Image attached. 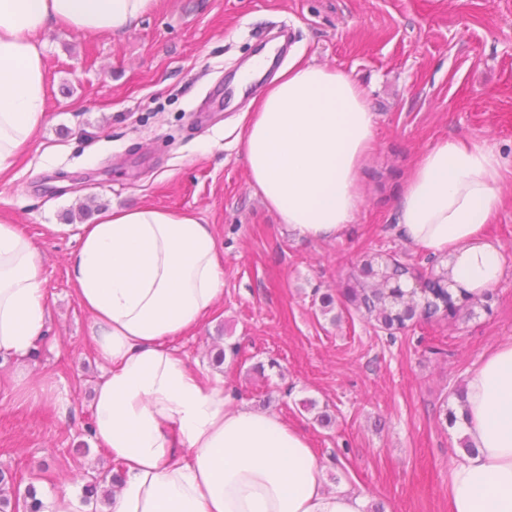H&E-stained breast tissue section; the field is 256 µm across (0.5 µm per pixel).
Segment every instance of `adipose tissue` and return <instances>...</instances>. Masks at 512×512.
I'll use <instances>...</instances> for the list:
<instances>
[{
  "label": "adipose tissue",
  "instance_id": "obj_1",
  "mask_svg": "<svg viewBox=\"0 0 512 512\" xmlns=\"http://www.w3.org/2000/svg\"><path fill=\"white\" fill-rule=\"evenodd\" d=\"M157 0H0V175L46 120L38 35L126 30ZM367 91L298 58L251 102L237 127L250 182L302 238L331 241L362 205L375 148ZM505 165L487 141L444 138L418 157L396 205L398 232L472 292L493 286L503 255L484 228L504 203ZM69 276L91 318L104 371L92 439L121 465L108 512H362L349 487L327 488L306 436L278 415L234 405L222 378L194 375L175 340L224 291L211 225L142 205L78 227ZM33 240L0 224V356L25 357L48 321ZM458 424L470 448L450 470L448 512H512V341L464 382Z\"/></svg>",
  "mask_w": 512,
  "mask_h": 512
}]
</instances>
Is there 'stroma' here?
Listing matches in <instances>:
<instances>
[{
    "instance_id": "1",
    "label": "stroma",
    "mask_w": 512,
    "mask_h": 512,
    "mask_svg": "<svg viewBox=\"0 0 512 512\" xmlns=\"http://www.w3.org/2000/svg\"><path fill=\"white\" fill-rule=\"evenodd\" d=\"M272 26L292 31L293 55L364 85L376 116L363 205L333 241L289 233L254 193L242 148L224 137L251 101L225 106L224 83ZM39 41L47 120L0 176V219L37 247L49 312L26 358H0V470L13 476L16 500L31 485L46 497L83 493L93 478L112 486L115 465L88 431L103 367L69 277L71 227L153 205L212 225L224 263L214 310L176 342L190 369L222 375L237 404L303 432L328 484L350 485L364 512H448L449 468L465 450L447 414L467 373L512 341V177L487 227L504 257L487 298L457 297L456 315L389 332L345 292L367 262L430 272L432 257L394 220L422 151L466 137L512 164V0H158L125 32L54 25ZM21 371L49 393L12 392Z\"/></svg>"
}]
</instances>
